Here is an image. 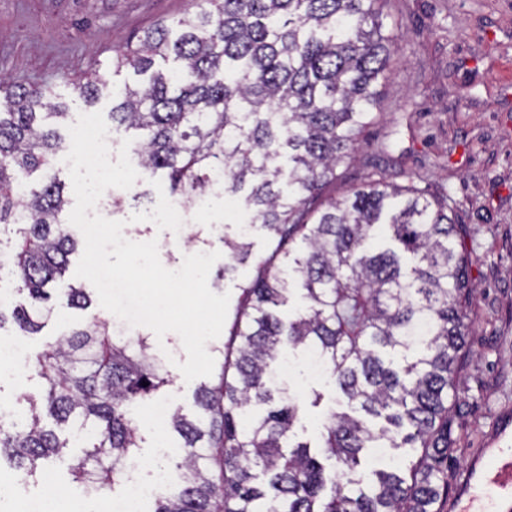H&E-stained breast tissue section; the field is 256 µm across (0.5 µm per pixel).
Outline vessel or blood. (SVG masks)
<instances>
[{
  "mask_svg": "<svg viewBox=\"0 0 512 512\" xmlns=\"http://www.w3.org/2000/svg\"><path fill=\"white\" fill-rule=\"evenodd\" d=\"M455 499L457 512H512V418L497 419L493 441L466 471Z\"/></svg>",
  "mask_w": 512,
  "mask_h": 512,
  "instance_id": "1",
  "label": "vessel or blood"
}]
</instances>
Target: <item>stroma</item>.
Instances as JSON below:
<instances>
[{"label": "stroma", "mask_w": 512, "mask_h": 512, "mask_svg": "<svg viewBox=\"0 0 512 512\" xmlns=\"http://www.w3.org/2000/svg\"><path fill=\"white\" fill-rule=\"evenodd\" d=\"M199 0H0V76L51 87L75 124L79 114H109L112 95L103 91L87 105L74 85L90 69L108 83H136L131 71L113 72L116 49L158 21L196 11ZM388 22L401 23L406 38L392 67L380 109L348 161L342 181L325 197L342 195L348 184L375 172L387 181H414L448 194L470 258L475 286L467 305L469 332L449 402L448 489L456 491L464 469L493 438L498 416L512 415V0H387ZM241 196L223 211L198 218L188 228L161 230L132 221L131 209L110 210L125 238L157 240L162 265L178 269L182 240L194 238L204 251H223L224 235H235ZM252 260L231 278L213 285L216 294L238 298L239 286L256 274V261L270 253L260 229L249 235ZM93 310H64L40 333L22 337L28 354L44 349L61 332L85 326ZM152 355L162 361L169 383L160 399L195 410V383L178 368L187 359L180 337H157L143 327ZM295 367L288 393L302 405L294 431L317 443L319 419L340 408L342 397L329 374H311L302 357L287 351ZM320 404H313L314 392Z\"/></svg>", "instance_id": "stroma-1"}]
</instances>
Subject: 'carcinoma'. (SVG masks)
Here are the masks:
<instances>
[{
    "instance_id": "1",
    "label": "carcinoma",
    "mask_w": 512,
    "mask_h": 512,
    "mask_svg": "<svg viewBox=\"0 0 512 512\" xmlns=\"http://www.w3.org/2000/svg\"><path fill=\"white\" fill-rule=\"evenodd\" d=\"M206 2L116 50L117 71L145 74L158 58L175 66L112 88V124L135 131L139 165L187 204L218 175L226 196L249 189L248 223L275 248L239 286L234 357L197 388L194 415H171L180 482L155 512H437L473 291L448 196L370 175L321 200L360 149L404 34L385 25V0ZM104 87L95 70L77 84L89 104ZM66 116L52 89L0 79V232L15 235L0 270L27 297L0 306V331L10 325L15 336L93 304L82 287L50 293L77 247L54 171ZM224 252L219 281L250 244L226 237ZM297 291L302 307L282 316ZM285 348L315 352L347 400L325 415L317 452L290 443L300 407L275 381ZM148 349L97 315L47 344L29 365L42 383L26 398L29 414L0 415V462L33 477L69 453L58 430L88 429L71 473L88 494L107 495L137 456L132 406L165 384ZM44 412L55 427L42 425ZM377 441L417 457L405 472L367 473L360 454Z\"/></svg>"
}]
</instances>
